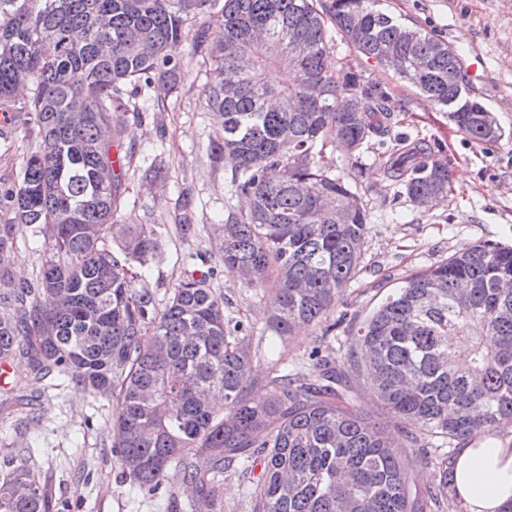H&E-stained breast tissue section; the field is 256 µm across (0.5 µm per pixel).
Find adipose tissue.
Masks as SVG:
<instances>
[{
	"label": "adipose tissue",
	"mask_w": 512,
	"mask_h": 512,
	"mask_svg": "<svg viewBox=\"0 0 512 512\" xmlns=\"http://www.w3.org/2000/svg\"><path fill=\"white\" fill-rule=\"evenodd\" d=\"M450 478L462 512H502L512 502V440L495 430L475 433L458 448Z\"/></svg>",
	"instance_id": "obj_1"
}]
</instances>
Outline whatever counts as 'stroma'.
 I'll use <instances>...</instances> for the list:
<instances>
[{"label":"stroma","instance_id":"obj_1","mask_svg":"<svg viewBox=\"0 0 512 512\" xmlns=\"http://www.w3.org/2000/svg\"><path fill=\"white\" fill-rule=\"evenodd\" d=\"M387 5L393 16L417 22L453 47L463 86L493 113L503 135L490 144L470 140L435 102L344 40H335L338 62L389 91L394 133L430 144L447 160L452 178L444 200L424 208L402 186L383 179L392 140L372 139L356 162L342 149H326L337 175L369 215L358 271L330 313L338 322L336 330L325 332L319 323L294 336H277L269 323L274 288L248 287L221 270L212 279L224 295L226 312L250 330L254 396L265 397L275 372L307 364L313 345L343 364L353 332L409 277L477 244L512 245V0H387ZM173 56L185 78L169 95L166 111H154L155 92L144 89L135 99L142 117H125L122 142L133 145L134 153L126 165L127 192L118 214L122 224L159 227V249L142 274L161 306L191 255L210 249V226L223 223L228 210L244 207L243 197L231 188L230 169L210 156L223 130L204 100L209 68L194 54L191 41L177 44ZM155 171L161 173L160 181L149 180ZM187 210L196 226L192 234L179 230ZM46 255L43 235L24 231L8 266L13 280H34ZM35 410L41 415L37 422L21 407L0 419V452H32L49 491L50 512H172L168 492L143 496L110 453L111 402L69 385L49 390ZM395 440L410 495L424 503L423 512H460L451 499L437 511L425 504L436 480L435 464L448 455L446 441L428 439L422 452L404 434H396Z\"/></svg>","mask_w":512,"mask_h":512}]
</instances>
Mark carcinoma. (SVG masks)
I'll return each instance as SVG.
<instances>
[{
	"instance_id": "1",
	"label": "carcinoma",
	"mask_w": 512,
	"mask_h": 512,
	"mask_svg": "<svg viewBox=\"0 0 512 512\" xmlns=\"http://www.w3.org/2000/svg\"><path fill=\"white\" fill-rule=\"evenodd\" d=\"M382 2L0 0V138L38 137L19 178H0V365L30 373L1 408L45 395L52 378L115 402L111 453L148 496L177 478L191 490L183 512L198 500L224 512V471L251 448L262 466L251 512H415L392 429L414 445L461 443L512 420V246L479 244L410 277L353 334L346 362L387 422L351 408L346 371L316 349L307 370L252 400L249 336L212 287L214 260L251 288L275 286L271 327L291 336L327 318L358 270L368 213L323 148L359 158L389 134L393 110L384 87L336 67L333 34L446 108L469 139L502 136L464 96L455 50ZM188 38L215 74L205 102L224 140L213 158L232 161L250 208L212 225L216 251L194 257L207 271L186 272L160 310L137 271L157 229L117 223L126 187L112 149L126 95L156 88L163 107L178 89L183 66L168 50ZM282 68L294 74L286 85ZM384 176L415 201L447 196L448 162L422 141L393 152ZM29 228L50 256L35 282L16 284L7 264ZM448 474L444 461L427 492L436 508ZM0 512H48L31 457L0 456Z\"/></svg>"
}]
</instances>
